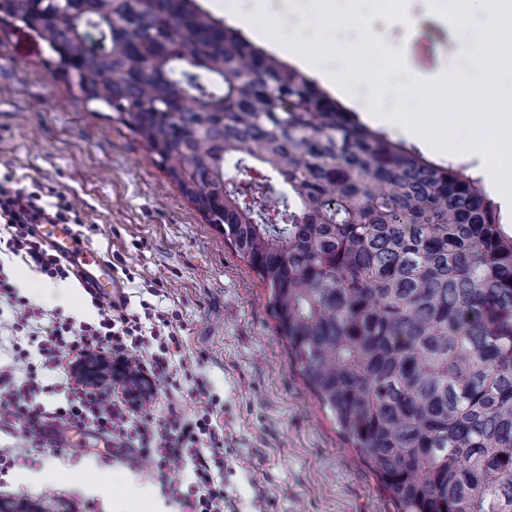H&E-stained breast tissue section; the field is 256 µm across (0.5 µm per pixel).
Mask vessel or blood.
I'll return each mask as SVG.
<instances>
[{
  "label": "vessel or blood",
  "mask_w": 512,
  "mask_h": 512,
  "mask_svg": "<svg viewBox=\"0 0 512 512\" xmlns=\"http://www.w3.org/2000/svg\"><path fill=\"white\" fill-rule=\"evenodd\" d=\"M36 230L50 248L72 265L83 287L114 297L116 281L112 263L70 224H40Z\"/></svg>",
  "instance_id": "obj_1"
}]
</instances>
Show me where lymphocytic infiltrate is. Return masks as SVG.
<instances>
[{
	"label": "lymphocytic infiltrate",
	"mask_w": 512,
	"mask_h": 512,
	"mask_svg": "<svg viewBox=\"0 0 512 512\" xmlns=\"http://www.w3.org/2000/svg\"><path fill=\"white\" fill-rule=\"evenodd\" d=\"M73 204L63 194L53 202L43 200L42 191L0 180V225L8 238L7 250L34 271L51 279L66 280L71 266L40 238L36 224H67L76 219ZM13 308L9 332L13 359L0 365V433L13 443L0 448V476H5L28 448L44 444L49 423L69 426L82 433H95L129 443L148 477L163 493L174 498L181 512H238L235 499L224 491V428L217 422L219 400L205 386L196 393L202 407L192 417H147L139 414L141 393H127L113 402L111 376L89 382L74 372L75 364L95 356L115 364H134L149 387L178 388L181 378L194 374L193 364L181 362L183 340L174 327L172 313L149 302L131 309L129 299L114 303L91 294L97 316L77 322L44 310L21 297L4 268L0 267V299ZM48 318V331L39 337L35 351L23 349L17 333L33 319ZM192 473L188 489L167 481L174 461Z\"/></svg>",
	"instance_id": "1"
}]
</instances>
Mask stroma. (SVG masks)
<instances>
[{"mask_svg": "<svg viewBox=\"0 0 512 512\" xmlns=\"http://www.w3.org/2000/svg\"><path fill=\"white\" fill-rule=\"evenodd\" d=\"M407 0L410 25L375 23L372 35L427 60L413 76L428 80L478 49L475 28L458 30L432 9ZM47 49L26 31L0 28V175L28 190L52 189L74 204L78 232L112 261L121 291L139 304L179 314L183 353L196 376L224 403V487L247 512H396L361 454L339 434L275 330L267 290L247 263L207 224L158 159L106 109L86 103L45 64ZM21 292L47 311L86 320L88 298L69 305L75 279H48L20 258L0 255ZM121 445L32 448L0 482V499L40 503L51 512H126L131 484L145 488L159 512H180ZM110 473L99 487L77 475Z\"/></svg>", "mask_w": 512, "mask_h": 512, "instance_id": "35a3bbf8", "label": "stroma"}]
</instances>
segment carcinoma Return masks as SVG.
I'll return each instance as SVG.
<instances>
[{"mask_svg":"<svg viewBox=\"0 0 512 512\" xmlns=\"http://www.w3.org/2000/svg\"><path fill=\"white\" fill-rule=\"evenodd\" d=\"M0 23L257 274L291 365L396 512H512V234L480 179L357 123L197 0H0Z\"/></svg>","mask_w":512,"mask_h":512,"instance_id":"obj_1","label":"carcinoma"}]
</instances>
